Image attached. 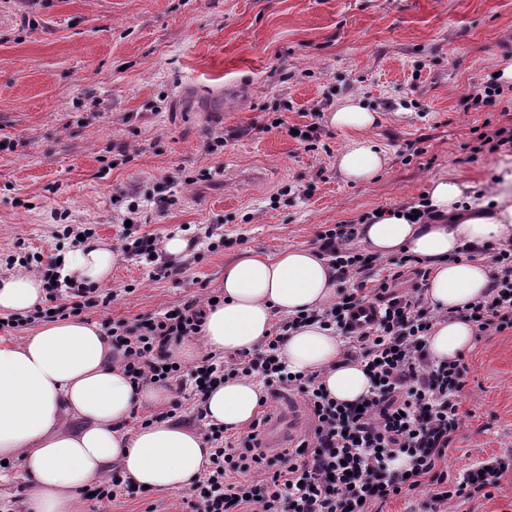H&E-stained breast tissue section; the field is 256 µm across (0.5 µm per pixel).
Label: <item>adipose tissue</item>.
I'll use <instances>...</instances> for the list:
<instances>
[{
	"label": "adipose tissue",
	"mask_w": 512,
	"mask_h": 512,
	"mask_svg": "<svg viewBox=\"0 0 512 512\" xmlns=\"http://www.w3.org/2000/svg\"><path fill=\"white\" fill-rule=\"evenodd\" d=\"M330 126L351 133L338 158L352 183L376 176L385 164L373 131L378 113L346 97L327 115ZM455 178L433 180L427 192L431 220L411 223L405 212L386 213L362 225L361 241L379 257L409 253L428 268L425 297L449 312L428 338L431 355L454 360L474 343L475 329L458 310L489 289L490 268L469 260L464 249L512 241V163L500 164L495 182L480 197ZM117 253L111 242L87 240L62 258L61 277L89 286L112 278ZM225 300L207 309L200 345H172L178 360L199 351L236 354L267 336L276 313L310 312L336 295L334 274L317 251L285 248L272 257L249 254L224 268ZM43 282L19 269L0 277V316H26L43 305ZM284 356L291 371H319L328 394L340 402L363 396L369 379L361 365L343 361L338 337L318 325L290 331ZM258 382L231 379L209 392L210 422L236 431L255 416ZM160 384L137 389L112 356V340L98 324L72 318L42 324L17 343L0 341V459L20 462L29 485L25 512H84L82 492L100 484L113 467L137 486L186 490L206 467L202 436L181 422L161 420L135 429L139 407L161 405Z\"/></svg>",
	"instance_id": "1"
}]
</instances>
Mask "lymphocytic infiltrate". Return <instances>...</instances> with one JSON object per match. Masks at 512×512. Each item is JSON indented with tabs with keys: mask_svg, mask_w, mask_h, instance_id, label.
Segmentation results:
<instances>
[{
	"mask_svg": "<svg viewBox=\"0 0 512 512\" xmlns=\"http://www.w3.org/2000/svg\"><path fill=\"white\" fill-rule=\"evenodd\" d=\"M372 218L365 212L318 231L314 244L335 272V298L306 314L279 318L251 351L227 357L207 353L189 367L170 354L171 345L199 337L214 297L210 291L148 317L102 322L133 385L159 383L175 391L172 411L182 410L185 395L198 408L195 422L211 456L189 489L190 512H371L422 486L428 497L410 512H439L452 499L491 497L512 470L511 453L471 464L454 478L443 469L449 445L465 423L461 401L467 366L460 359L431 356L428 337L439 314L419 289H395L405 271L417 270L418 260L398 259L387 266L381 257L355 247L358 225ZM480 255L494 269L491 285L463 315L481 332L512 330V243L471 250L466 257ZM1 262L9 270L20 267L40 275L46 290V306L24 317H6L12 329L77 318L108 307L117 296L111 289L55 285V260L36 254L18 252ZM369 303L376 319L353 325L356 310ZM309 322L341 336L344 359L366 370L371 387L359 403L333 400L321 372L285 368L289 332ZM232 378L258 379L268 398L298 395L310 421L303 437L279 452L264 448L262 431L270 420L264 411L234 438L206 423L199 408L208 391ZM398 459L403 462L399 468L394 465Z\"/></svg>",
	"mask_w": 512,
	"mask_h": 512,
	"instance_id": "obj_1",
	"label": "lymphocytic infiltrate"
}]
</instances>
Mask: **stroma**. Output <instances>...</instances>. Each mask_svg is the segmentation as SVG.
Segmentation results:
<instances>
[{"label": "stroma", "mask_w": 512, "mask_h": 512, "mask_svg": "<svg viewBox=\"0 0 512 512\" xmlns=\"http://www.w3.org/2000/svg\"><path fill=\"white\" fill-rule=\"evenodd\" d=\"M511 63L512 0H0V252L21 242L62 256L73 243L57 213L114 242L192 240L175 280L118 258L119 296L89 313L97 323L222 291L230 261L311 247L319 228L417 201L439 177L490 186L512 150L472 148L512 126V80L496 107L465 112L458 100ZM350 95L382 115L374 138L388 162L364 183L336 168L349 133L321 124L309 151L289 132ZM279 116L285 126L270 128ZM217 132L224 146L206 151ZM133 142L142 151L126 156ZM176 170L190 182L169 211L114 205ZM209 227L229 246L210 250ZM464 361L453 476L512 451V330L477 335ZM184 497L149 490L112 512H186Z\"/></svg>", "instance_id": "obj_1"}]
</instances>
